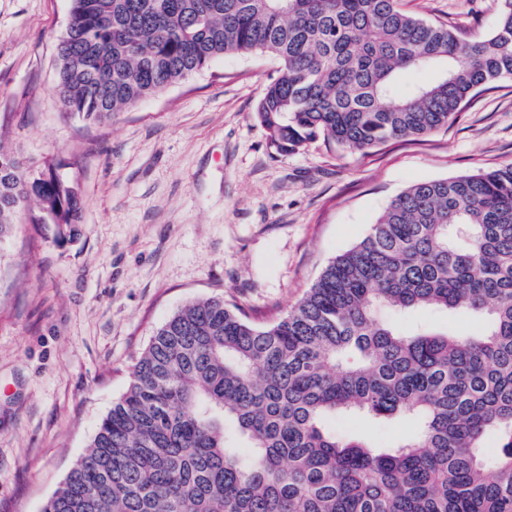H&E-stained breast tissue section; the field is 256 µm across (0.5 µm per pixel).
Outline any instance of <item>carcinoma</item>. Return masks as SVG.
Instances as JSON below:
<instances>
[{"label":"carcinoma","mask_w":512,"mask_h":512,"mask_svg":"<svg viewBox=\"0 0 512 512\" xmlns=\"http://www.w3.org/2000/svg\"><path fill=\"white\" fill-rule=\"evenodd\" d=\"M400 2L70 0L56 93L95 123L260 52L280 62L256 112L276 152L418 138L512 79V0L472 37ZM419 70L433 79L400 95ZM22 168L0 145V242L24 206L35 223H78L69 183ZM420 308L486 330L380 316ZM356 417L413 430L379 447L332 427ZM42 512H512V163L402 191L273 323L222 297L180 308ZM403 329L417 325L449 328L463 335L477 336L484 331L485 324L481 318L465 313L450 314L433 308L413 310L399 317Z\"/></svg>","instance_id":"carcinoma-1"}]
</instances>
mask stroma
<instances>
[{
    "mask_svg": "<svg viewBox=\"0 0 512 512\" xmlns=\"http://www.w3.org/2000/svg\"><path fill=\"white\" fill-rule=\"evenodd\" d=\"M407 12L484 36L499 0H401ZM70 0H0V144L26 177L75 186V235L20 210L0 244V512H41L125 392L156 328L223 296L255 322L281 317L329 261L359 243L409 186L512 162V80L494 81L427 136L363 151L309 143L271 153L254 112L279 62L228 54L95 124L55 92ZM402 328L483 332L433 308ZM385 446L408 421L340 419Z\"/></svg>",
    "mask_w": 512,
    "mask_h": 512,
    "instance_id": "obj_1",
    "label": "stroma"
}]
</instances>
